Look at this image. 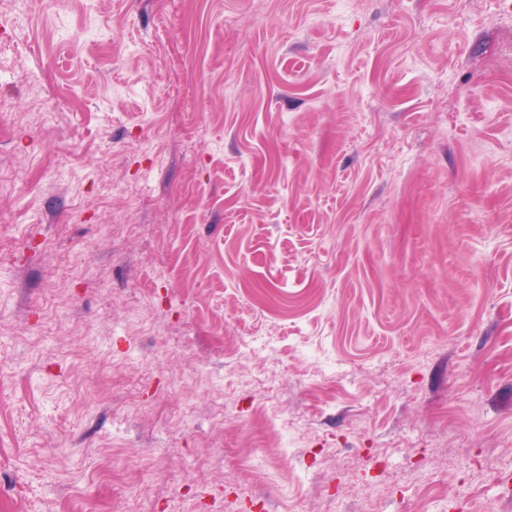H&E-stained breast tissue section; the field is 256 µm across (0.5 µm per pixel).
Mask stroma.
<instances>
[{"instance_id": "stroma-1", "label": "stroma", "mask_w": 512, "mask_h": 512, "mask_svg": "<svg viewBox=\"0 0 512 512\" xmlns=\"http://www.w3.org/2000/svg\"><path fill=\"white\" fill-rule=\"evenodd\" d=\"M426 478L512 512V0H0V512Z\"/></svg>"}]
</instances>
